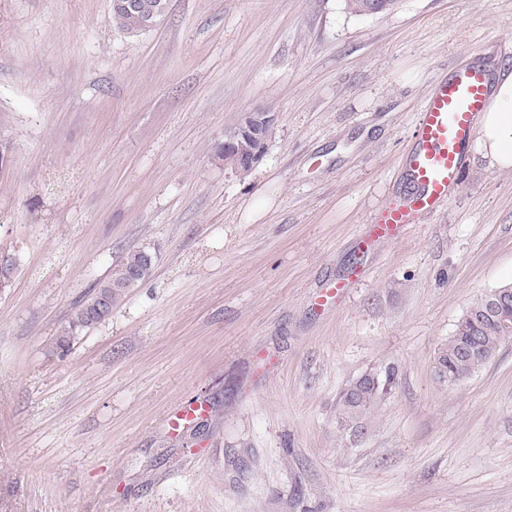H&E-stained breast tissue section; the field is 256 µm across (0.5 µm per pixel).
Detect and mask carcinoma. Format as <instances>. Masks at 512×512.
<instances>
[{
    "mask_svg": "<svg viewBox=\"0 0 512 512\" xmlns=\"http://www.w3.org/2000/svg\"><path fill=\"white\" fill-rule=\"evenodd\" d=\"M112 21L128 34L140 35L145 32L140 12L114 9ZM153 265V255L144 249H133L122 255L109 275L96 282L91 295L73 310L68 329L58 337V346H68L77 331L91 327L86 314L94 309L99 297L106 299V315H111L130 290L137 287L131 282V275L137 273L143 281L149 276ZM510 336L512 284H507L482 294L459 318L448 341L434 357L436 376L449 384L455 383L459 377L472 376ZM373 375L372 371L362 374L340 392L336 402V423L340 430L355 431L363 427L366 414L389 394L395 383L394 368H385L379 378L375 379Z\"/></svg>",
    "mask_w": 512,
    "mask_h": 512,
    "instance_id": "obj_1",
    "label": "carcinoma"
}]
</instances>
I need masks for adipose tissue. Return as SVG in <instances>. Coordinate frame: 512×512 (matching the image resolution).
<instances>
[{
    "label": "adipose tissue",
    "instance_id": "ef3b65f1",
    "mask_svg": "<svg viewBox=\"0 0 512 512\" xmlns=\"http://www.w3.org/2000/svg\"><path fill=\"white\" fill-rule=\"evenodd\" d=\"M491 105L479 119L475 150L501 169L512 168V72H497L491 83Z\"/></svg>",
    "mask_w": 512,
    "mask_h": 512
}]
</instances>
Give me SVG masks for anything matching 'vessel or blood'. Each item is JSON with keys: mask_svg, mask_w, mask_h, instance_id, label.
I'll use <instances>...</instances> for the list:
<instances>
[{"mask_svg": "<svg viewBox=\"0 0 512 512\" xmlns=\"http://www.w3.org/2000/svg\"><path fill=\"white\" fill-rule=\"evenodd\" d=\"M489 104V77L481 66L467 65L448 78L434 81L416 115L404 157L409 189L384 206L367 225L356 240L359 253L371 251L375 244L400 239L409 226L434 216L448 203L460 183L466 151L476 135L475 119ZM368 276L366 266L350 267L323 285L318 305L340 304L350 289ZM206 411L203 401L194 400L169 414L166 424L170 432H178Z\"/></svg>", "mask_w": 512, "mask_h": 512, "instance_id": "b4317fda", "label": "vessel or blood"}]
</instances>
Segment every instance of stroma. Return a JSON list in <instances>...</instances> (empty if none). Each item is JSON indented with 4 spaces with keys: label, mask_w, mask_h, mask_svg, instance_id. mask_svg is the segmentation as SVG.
<instances>
[{
    "label": "stroma",
    "mask_w": 512,
    "mask_h": 512,
    "mask_svg": "<svg viewBox=\"0 0 512 512\" xmlns=\"http://www.w3.org/2000/svg\"><path fill=\"white\" fill-rule=\"evenodd\" d=\"M512 69V0H170L138 36L110 0H0V512H512V339L458 385L438 348L512 283V169L469 154L437 215L315 297L401 188L428 88ZM275 122L245 174L240 113ZM152 271L56 340L126 251ZM397 384L362 432L351 381ZM207 415L170 435L184 400ZM250 113H246L243 117V120L240 122V127L236 131H233L232 134L225 133L224 134V142L219 147V154L222 158H224L225 166H230L233 169L242 172V163L238 159L236 155H233L229 150L228 146L232 143L234 136H240L245 132H249L250 128L247 123ZM369 269L359 264L347 269V272L333 281H327L319 290L317 303L320 306L338 305L358 282L367 279ZM377 370L365 372L344 388L336 402V423L339 430L355 431L363 427V419L387 394L395 383V370L387 367L380 378Z\"/></svg>",
    "instance_id": "35a3bbf8"
}]
</instances>
